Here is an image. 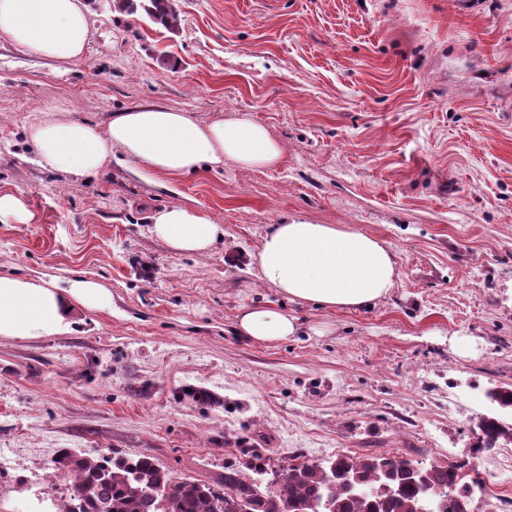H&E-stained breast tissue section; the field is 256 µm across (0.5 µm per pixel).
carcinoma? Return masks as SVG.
Listing matches in <instances>:
<instances>
[{
    "mask_svg": "<svg viewBox=\"0 0 512 512\" xmlns=\"http://www.w3.org/2000/svg\"><path fill=\"white\" fill-rule=\"evenodd\" d=\"M139 9L154 23L177 22L171 0H112L115 12ZM478 429L474 454L512 440V423L497 417L482 418ZM240 452L253 476L226 465L210 483L178 478L150 454L91 457L63 450L53 465L72 477L71 493L56 512H281L286 503L301 512H472L481 488L464 480L466 459L419 469L403 456L337 454L275 469L257 448Z\"/></svg>",
    "mask_w": 512,
    "mask_h": 512,
    "instance_id": "carcinoma-1",
    "label": "carcinoma"
}]
</instances>
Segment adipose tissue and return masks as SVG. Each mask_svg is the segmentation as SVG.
<instances>
[{"label":"adipose tissue","mask_w":512,"mask_h":512,"mask_svg":"<svg viewBox=\"0 0 512 512\" xmlns=\"http://www.w3.org/2000/svg\"><path fill=\"white\" fill-rule=\"evenodd\" d=\"M38 57L80 61L89 38L84 0H0V39ZM40 166L73 175H91L113 150L136 169L184 176L223 168L232 160L244 168L278 163L283 148L267 129L233 116L209 124L190 113L154 105L112 118L106 130L50 109L29 129ZM148 232L172 253L201 254L224 236L223 225L182 205L154 210ZM260 280L296 303L327 309H368L396 286L395 255L376 237L334 224L292 219L269 227L255 256ZM104 309L111 293L80 279L68 287L40 280L0 276V337L37 338L68 332L75 304ZM296 318L273 307L243 308L234 328L249 341L295 335Z\"/></svg>","instance_id":"adipose-tissue-1"}]
</instances>
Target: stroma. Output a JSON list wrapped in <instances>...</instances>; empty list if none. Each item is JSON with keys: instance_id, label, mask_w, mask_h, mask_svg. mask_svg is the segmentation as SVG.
<instances>
[{"instance_id": "stroma-1", "label": "stroma", "mask_w": 512, "mask_h": 512, "mask_svg": "<svg viewBox=\"0 0 512 512\" xmlns=\"http://www.w3.org/2000/svg\"><path fill=\"white\" fill-rule=\"evenodd\" d=\"M174 0L175 29L86 0L90 38L68 64L0 39V275L92 279L108 310L76 306L70 332L0 338V507L53 498L52 461L154 455L203 481L242 464L338 454L469 455L486 396L512 385V0ZM208 123L239 114L283 147L271 168L225 161L184 177L139 174L113 153L75 176L40 167L28 129L58 107L106 128L141 105ZM209 214L224 238L173 255L153 210ZM335 224L382 241L398 281L372 308L292 304L252 262L270 225ZM271 303L297 335L247 341L242 307ZM208 391V403L186 389ZM474 512L512 495L500 449L478 465ZM30 215L22 198L11 193L0 194V223L28 222Z\"/></svg>"}]
</instances>
